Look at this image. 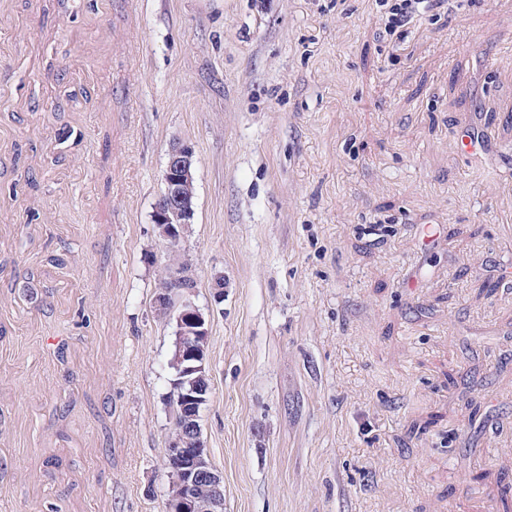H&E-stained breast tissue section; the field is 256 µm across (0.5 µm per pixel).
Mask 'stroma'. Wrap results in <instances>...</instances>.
Segmentation results:
<instances>
[{
	"instance_id": "stroma-1",
	"label": "stroma",
	"mask_w": 512,
	"mask_h": 512,
	"mask_svg": "<svg viewBox=\"0 0 512 512\" xmlns=\"http://www.w3.org/2000/svg\"><path fill=\"white\" fill-rule=\"evenodd\" d=\"M381 27L375 0H0V512H164L177 141L224 512H504L512 0L396 52ZM193 182V149L186 142H174L168 151L164 188L153 212L159 236L171 246L178 245L193 222Z\"/></svg>"
}]
</instances>
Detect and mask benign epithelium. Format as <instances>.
<instances>
[{"label":"benign epithelium","mask_w":512,"mask_h":512,"mask_svg":"<svg viewBox=\"0 0 512 512\" xmlns=\"http://www.w3.org/2000/svg\"><path fill=\"white\" fill-rule=\"evenodd\" d=\"M194 152L186 142L170 146L164 188L153 212L159 236L178 245L193 223ZM196 280L185 262L164 266L154 304L167 311V322L175 336V355L170 365L178 371L172 382L173 395L181 403L180 427L165 448L167 477L173 492L165 512H222L224 481L211 463L201 438L200 411L209 401L207 342L209 320L192 301Z\"/></svg>","instance_id":"1"}]
</instances>
